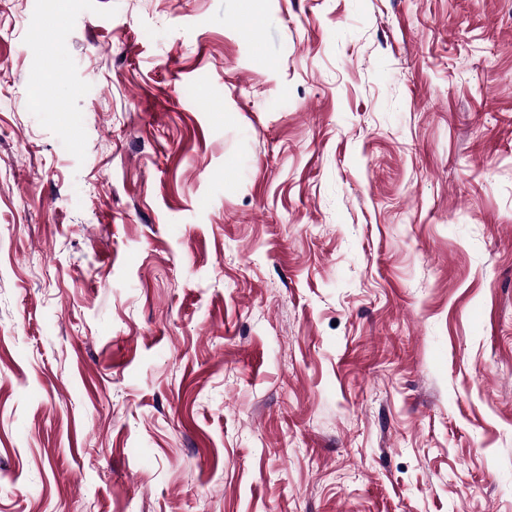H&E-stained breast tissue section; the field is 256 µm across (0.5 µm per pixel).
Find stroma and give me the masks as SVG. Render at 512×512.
<instances>
[{"mask_svg": "<svg viewBox=\"0 0 512 512\" xmlns=\"http://www.w3.org/2000/svg\"><path fill=\"white\" fill-rule=\"evenodd\" d=\"M0 512H512V0H0Z\"/></svg>", "mask_w": 512, "mask_h": 512, "instance_id": "stroma-1", "label": "stroma"}]
</instances>
